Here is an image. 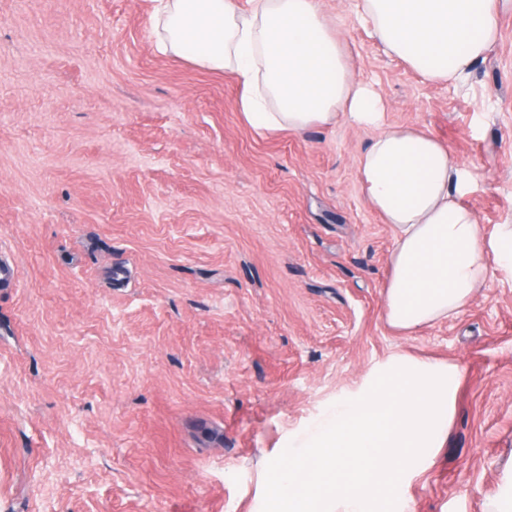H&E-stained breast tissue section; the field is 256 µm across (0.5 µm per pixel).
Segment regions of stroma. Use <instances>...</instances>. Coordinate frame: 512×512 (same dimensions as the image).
<instances>
[{
	"instance_id": "obj_1",
	"label": "stroma",
	"mask_w": 512,
	"mask_h": 512,
	"mask_svg": "<svg viewBox=\"0 0 512 512\" xmlns=\"http://www.w3.org/2000/svg\"><path fill=\"white\" fill-rule=\"evenodd\" d=\"M354 80L512 225V12L462 86L319 0ZM153 0H0V512H262L266 466L391 356L461 371L445 447L397 512H487L512 461V280L412 334L382 318L393 239L370 131L257 133L226 73L155 52Z\"/></svg>"
}]
</instances>
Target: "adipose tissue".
Wrapping results in <instances>:
<instances>
[{"mask_svg": "<svg viewBox=\"0 0 512 512\" xmlns=\"http://www.w3.org/2000/svg\"><path fill=\"white\" fill-rule=\"evenodd\" d=\"M155 50L233 75L257 132L302 130L347 118L373 129L358 179L388 224L383 318L413 333L456 317L491 270L512 277V228L489 237L459 196L465 173L446 145L415 126L383 127L373 87L354 81L318 0H157ZM512 0H359L386 53L425 79L464 84L498 39Z\"/></svg>", "mask_w": 512, "mask_h": 512, "instance_id": "ef3b65f1", "label": "adipose tissue"}]
</instances>
